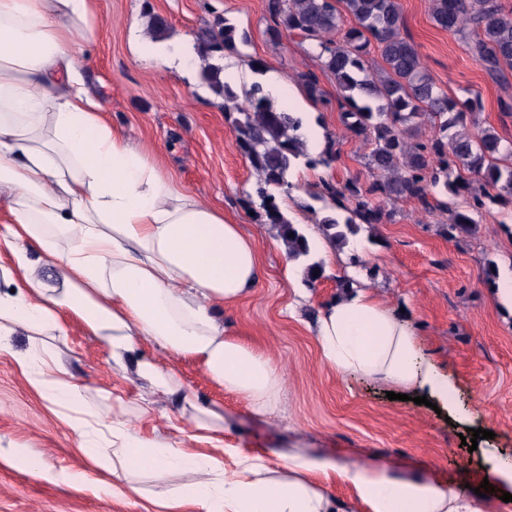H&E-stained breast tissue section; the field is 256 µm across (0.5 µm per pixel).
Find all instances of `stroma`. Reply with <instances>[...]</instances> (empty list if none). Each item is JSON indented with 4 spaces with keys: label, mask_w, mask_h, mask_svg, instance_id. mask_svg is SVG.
<instances>
[{
    "label": "stroma",
    "mask_w": 512,
    "mask_h": 512,
    "mask_svg": "<svg viewBox=\"0 0 512 512\" xmlns=\"http://www.w3.org/2000/svg\"><path fill=\"white\" fill-rule=\"evenodd\" d=\"M404 31L422 62L449 97L479 98L480 127L512 142V70L492 80L453 32L438 28L430 0H399ZM167 26L165 49L137 59L132 41L147 35L151 18ZM228 18L247 41L227 54L226 67L238 68L244 81L255 74L253 62L290 85L293 110L308 125L337 140L340 159L332 167L295 170L289 191L278 193L281 211L312 242V256L324 273L306 285L302 263L290 259L267 223L256 195L257 176L236 146L234 113L226 112L202 78L201 69L183 64L175 42L195 43L197 32ZM137 19L129 27L128 19ZM266 0H96L93 35L76 55L79 71L106 120L163 163L185 190L222 209L252 238L260 257L252 292L224 308V328L243 343L271 354L283 369V391L271 418L253 415L245 401L215 386L195 364L178 365L185 388L219 403L231 428L227 443L246 454L262 455L273 466L281 454L300 449L311 454L341 452L368 456L406 468L436 471L439 478L480 487L492 464L512 460V310L492 300L488 266L512 273V212L491 206L474 234L451 238L444 231L448 214H428L414 202H385L390 219L361 226L350 246L336 249L323 236L322 203L310 194L321 181L343 182L365 171L367 147L343 125L333 79L299 39L272 41ZM320 76L321 99H310L297 79ZM378 296L405 311L424 356L455 387L453 409L435 412L411 401L389 400L388 384L343 378L320 361L313 325L320 308L339 292L337 279ZM13 355H0V512H157L151 504L155 481L130 474L140 496L112 492L110 472L79 447L72 411L41 396L17 363L30 349L26 332L12 338ZM48 351L83 386L85 405L100 424L112 421V405L123 402L132 429L174 435L194 429L192 411L162 399L151 417L137 410L141 388L112 367L98 341L79 325L66 339L52 340ZM110 393L100 404L98 392ZM493 431L476 450L462 447L466 429ZM39 459L42 475L24 466Z\"/></svg>",
    "instance_id": "stroma-1"
}]
</instances>
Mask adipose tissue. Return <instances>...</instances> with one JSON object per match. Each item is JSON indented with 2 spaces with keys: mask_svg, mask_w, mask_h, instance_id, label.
<instances>
[{
  "mask_svg": "<svg viewBox=\"0 0 512 512\" xmlns=\"http://www.w3.org/2000/svg\"><path fill=\"white\" fill-rule=\"evenodd\" d=\"M93 6L0 0V205L9 213L0 224V254L13 261L0 293V354H12L11 336L27 332L33 351L19 362L33 385L55 404L74 405L80 386L39 351L78 323L114 367L145 382L140 415L151 414L156 398L175 397L194 409L197 430L219 434L221 407L186 390L172 361H192L253 414H272L282 390L279 363L229 336L220 316L251 291L258 250L93 103L75 65ZM40 265L52 270V282L37 276ZM416 336L409 320L356 291L321 310L315 341L322 363L339 376L448 401L452 388ZM75 428L88 457L101 440L112 444L116 480L140 472L164 486L173 471L197 473L194 483L159 493L170 512L185 502L198 512H512L498 495L375 458L295 451L274 468L228 444L222 466L131 429L119 409L107 430ZM340 485L348 496L336 494Z\"/></svg>",
  "mask_w": 512,
  "mask_h": 512,
  "instance_id": "ef3b65f1",
  "label": "adipose tissue"
}]
</instances>
